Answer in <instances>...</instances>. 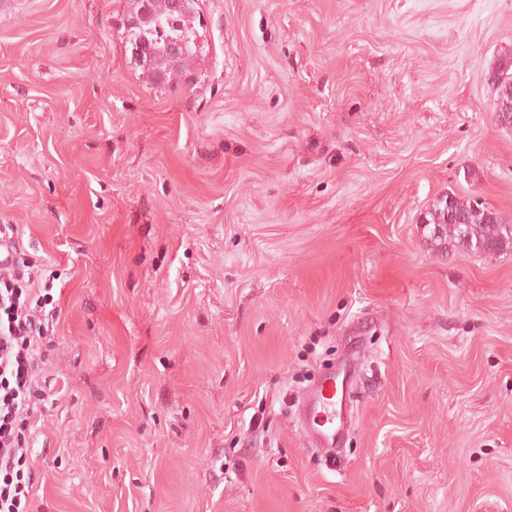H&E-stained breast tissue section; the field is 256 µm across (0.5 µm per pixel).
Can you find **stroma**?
I'll return each mask as SVG.
<instances>
[{"instance_id": "35a3bbf8", "label": "stroma", "mask_w": 512, "mask_h": 512, "mask_svg": "<svg viewBox=\"0 0 512 512\" xmlns=\"http://www.w3.org/2000/svg\"><path fill=\"white\" fill-rule=\"evenodd\" d=\"M132 0H0V224L54 278L33 512H512V0H201L152 84ZM354 393L337 458L305 395ZM144 0H134L133 1V9L132 13H137L141 6L143 5ZM152 7L151 18L148 23H145L140 28H135L140 26V19L137 17H125L122 21V26L124 27V36L127 29H131L128 31L126 35V44L132 47L134 44H138V47H133L131 50V58L133 61H139L143 56L149 53L151 47L147 42L139 43L144 39V37L152 40L158 38L159 28L163 29L166 33H170L175 36H181L183 39L187 40V48H188V56L185 58H165L162 55H159L152 59L151 62H146V60L137 65L141 70L147 74L149 80L157 84L156 79V69L161 68L163 70H167L166 73V82L165 84H170L174 81H177L181 78L184 81L189 82L188 76L192 75V70L199 63L200 57L202 56V48L197 53V48L195 44V39L197 38V31L195 28V23L197 16V12L191 14L187 13L185 15H177L170 14L167 8V0H149ZM149 1H144L143 14L147 13L148 3ZM131 13V14H132ZM130 14V15H131ZM160 29V40H164L167 44L168 49L174 53H179L182 49H184L185 43L184 41L177 39L171 35L164 36L163 31ZM498 91L505 100L512 101V46L503 47L500 53L499 67L495 72ZM422 224L430 246L441 253L512 252V222L475 197L448 194L436 199Z\"/></svg>"}]
</instances>
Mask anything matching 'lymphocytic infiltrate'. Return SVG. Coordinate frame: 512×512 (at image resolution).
<instances>
[{
  "mask_svg": "<svg viewBox=\"0 0 512 512\" xmlns=\"http://www.w3.org/2000/svg\"><path fill=\"white\" fill-rule=\"evenodd\" d=\"M24 257L0 266V512H32L34 480L25 463L38 410L36 371L56 309L34 300L43 278L26 273Z\"/></svg>",
  "mask_w": 512,
  "mask_h": 512,
  "instance_id": "1",
  "label": "lymphocytic infiltrate"
}]
</instances>
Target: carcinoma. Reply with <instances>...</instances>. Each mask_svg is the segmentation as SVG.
<instances>
[{
  "mask_svg": "<svg viewBox=\"0 0 512 512\" xmlns=\"http://www.w3.org/2000/svg\"><path fill=\"white\" fill-rule=\"evenodd\" d=\"M150 4L152 14L149 22L129 30L126 44L132 46L145 38L156 39L161 29L186 39L187 57L173 59L159 55L151 62L139 65L154 84L157 83L158 68L166 71L168 84L181 78L186 80L202 56L195 44L197 14H171L167 0H150ZM495 79L503 98L512 101V46L502 48ZM422 224L428 231L430 246L439 252L487 255L512 252V222L475 197L448 194L436 199L422 217Z\"/></svg>",
  "mask_w": 512,
  "mask_h": 512,
  "instance_id": "cac0c4a2",
  "label": "carcinoma"
}]
</instances>
